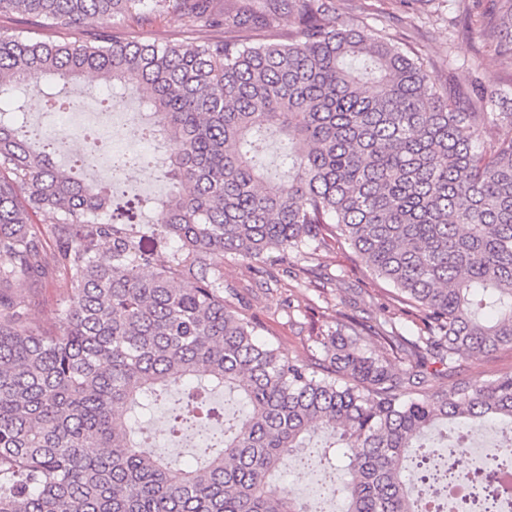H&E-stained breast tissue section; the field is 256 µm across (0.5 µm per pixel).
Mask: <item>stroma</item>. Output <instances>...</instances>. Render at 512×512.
<instances>
[{
    "label": "stroma",
    "mask_w": 512,
    "mask_h": 512,
    "mask_svg": "<svg viewBox=\"0 0 512 512\" xmlns=\"http://www.w3.org/2000/svg\"><path fill=\"white\" fill-rule=\"evenodd\" d=\"M339 7L347 26H371L422 57L439 86L479 83L494 112L512 100V69L496 50L499 20L493 0H339ZM114 31L151 43L194 39L175 13L145 26L120 20ZM211 263L235 288L239 306L259 324L261 340L309 362L320 356L316 336L327 331L337 314L368 321L393 310L386 292H375L364 259L334 246L308 262L272 253L256 265L230 254L213 256ZM323 281L328 284L324 291L319 288ZM13 289L35 297L30 318L41 327L54 322L66 295L56 280L35 287L18 282ZM511 371L508 348L463 355L455 374L483 382Z\"/></svg>",
    "instance_id": "obj_1"
}]
</instances>
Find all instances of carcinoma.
Returning a JSON list of instances; mask_svg holds the SVG:
<instances>
[{"label":"carcinoma","instance_id":"cac0c4a2","mask_svg":"<svg viewBox=\"0 0 512 512\" xmlns=\"http://www.w3.org/2000/svg\"><path fill=\"white\" fill-rule=\"evenodd\" d=\"M496 5L507 32L512 0ZM13 12L95 32L0 31V99L41 82V104L63 112L59 83L86 80L111 87L106 110L137 98L162 158H119L113 177L152 167L171 184L159 233L177 247L159 261L132 208H111L92 176L54 164L62 145L0 111V512H306L273 485L290 459L319 468L343 512H419L405 471L428 433L489 418L512 433V372L422 390L466 353L512 348L511 108L440 90L392 39L339 24L336 0H266L255 13L214 0H0ZM170 12L241 36L159 44L111 30ZM285 12L295 32L250 42ZM271 139L285 145L278 169L262 158ZM41 212L55 215L46 234ZM331 240L400 307L372 324L336 320L314 368L258 339L210 257L312 259ZM59 271L56 320L34 328L28 299L6 287ZM174 384L169 437L209 431L189 468L146 454L134 427ZM317 431L325 446L298 455Z\"/></svg>","mask_w":512,"mask_h":512}]
</instances>
